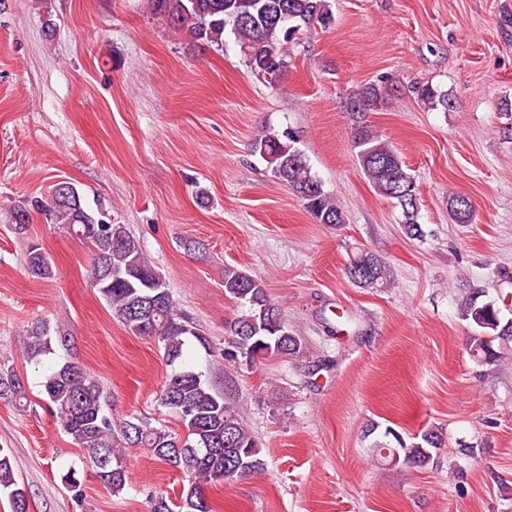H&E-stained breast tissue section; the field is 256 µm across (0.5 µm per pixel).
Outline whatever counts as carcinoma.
I'll return each instance as SVG.
<instances>
[{
    "label": "carcinoma",
    "mask_w": 512,
    "mask_h": 512,
    "mask_svg": "<svg viewBox=\"0 0 512 512\" xmlns=\"http://www.w3.org/2000/svg\"><path fill=\"white\" fill-rule=\"evenodd\" d=\"M156 10L168 15L193 39L219 49L224 32L231 28L239 51L251 72L271 87L276 86L288 66L290 47L300 35L315 26L329 27L334 17L328 0H153ZM424 104L448 108V95L430 85L412 88ZM387 87L364 85L350 99L349 110L356 121L351 127V144L369 184L380 196L401 209L407 236L419 238L418 187L400 154L381 139L360 116L378 110ZM287 130L263 131L253 140V153L271 168L276 179L302 203L320 224H343L345 218L336 198L324 190L304 154L294 146ZM54 184L49 198L37 204L53 223L81 241L91 254L90 284L106 300L112 312L134 334L157 341L171 372L160 390L159 405L179 423L181 431L157 427L145 418H115L107 412V396L100 383L76 362L43 365L42 392L56 421L83 450L85 463L96 479L110 492H122L129 481L125 452L130 447L147 449L151 455L187 478L182 489L180 512H216L208 501L206 485L231 484L264 471L261 448L235 410L215 391L205 374L184 366L186 343L193 337L202 347L209 339L177 306L168 284L141 250L124 224L110 223L90 210L83 196L70 182L66 193ZM449 210L458 224L474 217L471 199L463 194L448 196ZM26 265L39 278L55 274L51 258L37 244L28 246ZM345 273L360 288L387 282L389 268L378 255L362 250L354 255ZM224 294L247 307L228 322L231 341L224 347V360L249 363L267 356L299 361L306 357L307 342L288 326L271 301L264 283L247 272L224 268ZM461 317L472 333L470 355L485 363L499 361L489 332L502 340H512V321H502L499 308L469 296L461 303ZM28 360L42 365V357L55 354L50 328L44 321L32 324L24 343ZM26 398L24 384L12 370L0 367V400L21 404ZM378 425L366 430L372 438L373 457L391 466H424L445 446L443 434L429 429L420 441L407 443L398 431ZM62 482L75 499L83 495L75 468L62 475ZM9 500L11 512H28V493L20 486L10 455L0 448V494Z\"/></svg>",
    "instance_id": "obj_1"
}]
</instances>
